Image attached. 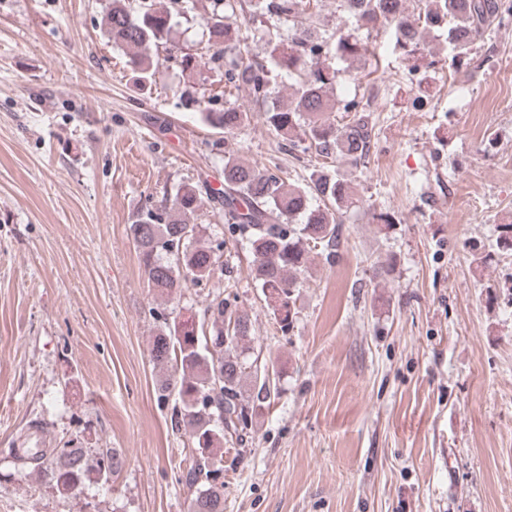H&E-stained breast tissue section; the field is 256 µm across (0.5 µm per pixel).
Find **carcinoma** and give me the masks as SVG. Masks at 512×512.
I'll return each mask as SVG.
<instances>
[{"instance_id":"carcinoma-1","label":"carcinoma","mask_w":512,"mask_h":512,"mask_svg":"<svg viewBox=\"0 0 512 512\" xmlns=\"http://www.w3.org/2000/svg\"><path fill=\"white\" fill-rule=\"evenodd\" d=\"M207 20L209 57L185 52L179 64L189 76L220 67L225 54L236 50L229 25L236 20L240 0H212ZM318 0H257L260 12L294 20ZM407 0H341L354 33L333 42L309 29H297L286 46L274 48L270 64L239 57L229 61L224 84L248 89L252 101L266 103L271 73L297 76L288 103L263 111L275 135L292 148L304 143L322 158L355 165L365 163L374 138V126L357 97L333 99L329 91L338 83L336 59L365 54L368 41L358 36L380 22L392 29L394 49L406 56L425 51L427 35L447 26L445 47L448 68L469 64L476 42L493 26L512 21V0H425L422 13L408 12ZM103 30L112 44L129 52V66L142 82L155 77L157 64L151 49L167 44L173 32V11L156 0H139L136 9L126 0H110L103 15ZM181 99L205 104L202 115L211 128L233 134L250 121L251 112L233 104L213 108L218 96L195 97L186 88ZM347 121H336V113ZM223 194L210 199L224 207V223L245 240L254 257V279L267 310L282 332L293 327L297 315L298 276L312 263L313 254L335 256L339 244V214L358 207L359 199L341 173L320 166L301 184L288 183L266 168L240 159L224 162ZM198 187L181 184L171 203L148 204L129 226L147 285L155 294L170 298L183 283L208 279L218 257L204 238L202 226L189 221L200 207ZM251 323L246 315L228 308L221 296L204 308L203 320L164 324L150 342L153 363L167 371L158 385V399L174 400L172 425L193 444L191 462L179 481L193 490L189 512H224V441L253 425L259 410L278 395V372L249 359ZM19 471H31L45 480L58 497L81 494L91 482L107 484L124 463L116 448H100L91 458L84 448L66 442L60 448L32 446L26 437L19 448L9 449Z\"/></svg>"}]
</instances>
